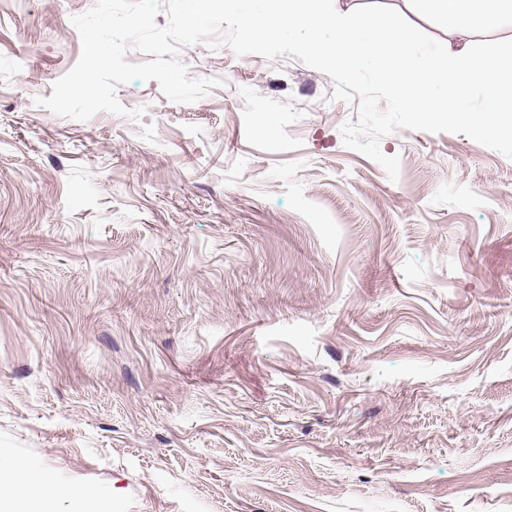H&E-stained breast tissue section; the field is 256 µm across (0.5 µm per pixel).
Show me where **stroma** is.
Returning <instances> with one entry per match:
<instances>
[{
  "label": "stroma",
  "mask_w": 512,
  "mask_h": 512,
  "mask_svg": "<svg viewBox=\"0 0 512 512\" xmlns=\"http://www.w3.org/2000/svg\"><path fill=\"white\" fill-rule=\"evenodd\" d=\"M95 3L0 0V462L50 512H512V160L403 129L390 180L331 77L202 43L200 100L59 117Z\"/></svg>",
  "instance_id": "stroma-1"
}]
</instances>
